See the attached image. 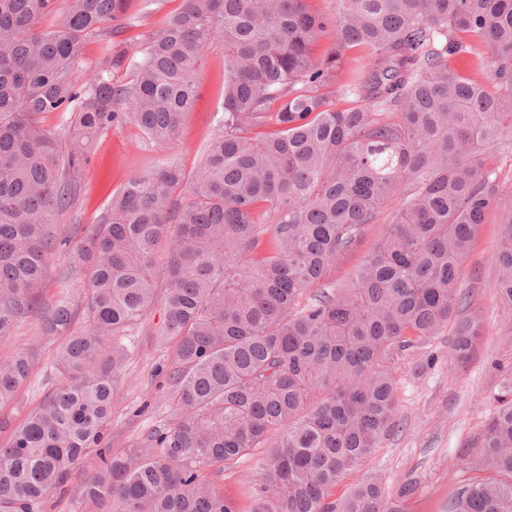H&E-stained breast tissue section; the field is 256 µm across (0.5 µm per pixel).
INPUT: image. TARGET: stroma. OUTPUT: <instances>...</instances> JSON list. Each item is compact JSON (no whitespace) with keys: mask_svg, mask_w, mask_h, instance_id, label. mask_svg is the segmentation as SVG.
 <instances>
[{"mask_svg":"<svg viewBox=\"0 0 512 512\" xmlns=\"http://www.w3.org/2000/svg\"><path fill=\"white\" fill-rule=\"evenodd\" d=\"M138 12L131 27L121 32L128 51H135L140 33L157 27L163 18L181 7V0H137ZM197 100L186 116L178 141L166 146L150 144L131 120L112 126L95 142L77 183L73 206L64 213L60 230L80 239L84 228L96 223L113 192L124 180L147 166L168 161L194 171L206 147L219 132L224 107V52L209 48L196 71ZM402 204L393 197L375 224L369 225L362 242L343 260L332 277L347 282L363 257L381 237L391 211ZM507 215L489 210L464 265L462 288L480 316L483 336L467 363H459L450 349L449 332L428 339L393 365L397 410L395 428L372 455L347 471L341 489L348 490L365 479L380 475L388 493L408 480L417 490L406 512H447L448 500L464 480L480 474L485 463L478 441L494 410L491 397L501 380L500 366H512V309L497 296V268L492 260L501 225ZM70 272L68 296L76 322L85 319L86 278L77 269L69 250H61L48 262L45 296L55 299L58 279ZM163 307L155 305L132 330V353L118 382L112 415L103 431V443L118 451L134 446L157 425L165 423L164 370L171 364L173 348L161 344L155 334L162 322ZM32 347L39 354L38 368L10 402L0 406V446L63 377L55 367L56 346L40 339L38 322L27 318L14 335L0 339V358L19 348ZM263 449L226 467L218 486L225 495L248 508L247 491L264 461Z\"/></svg>","mask_w":512,"mask_h":512,"instance_id":"35a3bbf8","label":"stroma"}]
</instances>
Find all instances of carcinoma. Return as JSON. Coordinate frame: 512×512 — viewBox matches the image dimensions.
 <instances>
[{"label": "carcinoma", "instance_id": "obj_1", "mask_svg": "<svg viewBox=\"0 0 512 512\" xmlns=\"http://www.w3.org/2000/svg\"><path fill=\"white\" fill-rule=\"evenodd\" d=\"M133 0H0V338L35 316L65 382L0 446V512H40L58 488L94 512H240L224 468L266 449L250 512H405L371 477L337 492L379 447L396 411L390 365L452 329L470 357L480 323L462 271L492 208L508 213L493 262L512 308V198L495 193L488 151L512 142V0H183L139 43L112 37ZM498 60L490 93L448 58ZM331 37L317 59L313 48ZM100 45L83 84L81 50ZM224 48V113L192 175L159 162L130 176L73 259L88 270L86 320L43 300L57 226L94 141L121 118L156 145L177 141L203 52ZM367 63L349 75L346 52ZM132 67L128 82L115 78ZM355 105L336 108L334 99ZM69 113L66 139L42 117ZM403 203L351 280L331 274L385 201ZM167 246L163 295L156 254ZM175 340L169 421L133 448L102 446L123 339L156 304ZM26 347L0 360V405L35 372ZM479 448L489 474L461 484L448 512H512V368ZM100 463L74 480L78 461Z\"/></svg>", "mask_w": 512, "mask_h": 512}]
</instances>
